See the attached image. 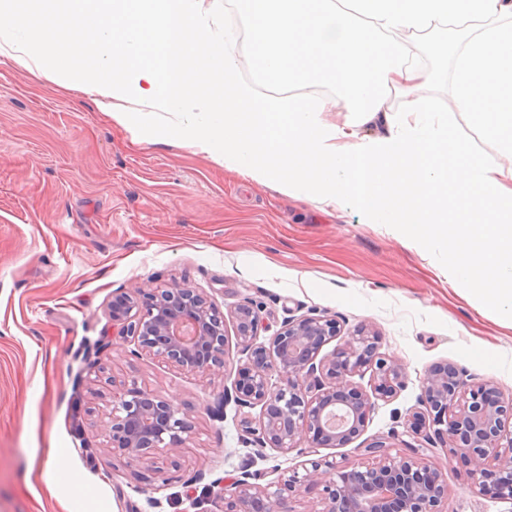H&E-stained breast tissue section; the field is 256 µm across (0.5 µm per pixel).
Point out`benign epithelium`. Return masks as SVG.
Wrapping results in <instances>:
<instances>
[{"label": "benign epithelium", "mask_w": 512, "mask_h": 512, "mask_svg": "<svg viewBox=\"0 0 512 512\" xmlns=\"http://www.w3.org/2000/svg\"><path fill=\"white\" fill-rule=\"evenodd\" d=\"M112 324L137 348L179 371L211 377L224 374L227 323L245 355L232 385L212 409L216 418L233 403L247 409L240 419L257 454L271 448L287 454L302 446L306 460L280 473L272 484L256 482L244 467L240 476L211 483L224 512H291L289 496L301 487H322L319 509L308 512H444L446 471L414 456H391L383 440L369 443L364 461L338 465L312 459L318 448L344 447L361 435L377 401L404 386V369L380 353V336L360 325L345 330L334 317L303 315L284 319L268 341L258 312L239 304L225 312L196 288L146 284L137 297L119 295L111 303ZM342 343L328 354L325 344ZM370 372V390L349 377ZM277 375L279 384L271 382ZM421 409L405 425L423 441L440 443L467 461L479 488L512 499V395L489 383H470L453 364L430 368L419 399ZM259 413H249L251 409ZM112 455L165 474L178 466L194 426L186 407H176L150 389L132 383L112 391L103 413ZM333 471L325 481L322 468Z\"/></svg>", "instance_id": "1"}]
</instances>
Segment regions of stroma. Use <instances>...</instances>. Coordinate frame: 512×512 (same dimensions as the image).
<instances>
[{
	"label": "stroma",
	"instance_id": "obj_1",
	"mask_svg": "<svg viewBox=\"0 0 512 512\" xmlns=\"http://www.w3.org/2000/svg\"><path fill=\"white\" fill-rule=\"evenodd\" d=\"M421 96L452 112L473 146L483 131L455 111L451 84ZM147 284L197 288L221 308L258 305L272 328L327 314L379 332L404 387L378 401L363 433L326 459L355 461L384 439L391 455L444 466L446 512H512L478 491L461 461L404 425L435 364L512 395V327L454 289L441 250H419L351 207L321 209L179 146L131 144L84 94L0 58V512H224L189 479L198 465L232 479L246 464L239 412L210 409L243 360L229 343L224 375L178 372L120 338L114 295ZM137 382L192 410L178 468L157 478L113 455L102 411L111 382ZM67 452L54 486L48 449ZM162 502L149 507V498ZM199 508H191L192 498Z\"/></svg>",
	"mask_w": 512,
	"mask_h": 512
}]
</instances>
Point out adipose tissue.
<instances>
[{"label": "adipose tissue", "instance_id": "1", "mask_svg": "<svg viewBox=\"0 0 512 512\" xmlns=\"http://www.w3.org/2000/svg\"><path fill=\"white\" fill-rule=\"evenodd\" d=\"M224 0H0V57L90 96L132 143H177L414 247L512 323V0H245L269 94L204 23ZM443 30L428 67L399 42ZM329 81L335 97L278 96ZM452 81L490 150L417 92ZM399 108L388 107L391 96ZM345 104L343 122L324 120Z\"/></svg>", "mask_w": 512, "mask_h": 512}]
</instances>
